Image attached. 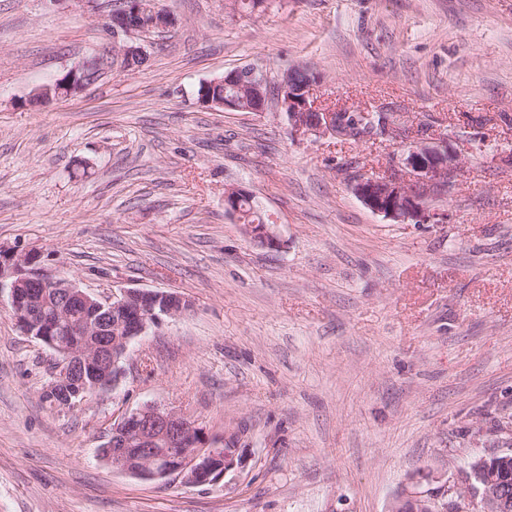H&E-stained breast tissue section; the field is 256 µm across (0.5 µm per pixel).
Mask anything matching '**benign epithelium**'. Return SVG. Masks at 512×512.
I'll return each instance as SVG.
<instances>
[{"label": "benign epithelium", "mask_w": 512, "mask_h": 512, "mask_svg": "<svg viewBox=\"0 0 512 512\" xmlns=\"http://www.w3.org/2000/svg\"><path fill=\"white\" fill-rule=\"evenodd\" d=\"M109 25L112 46L93 54L63 77L39 85L29 96L34 105L68 98L86 89L120 65L146 59L149 39L175 24L173 14L155 0H122ZM298 70L286 72L275 84L255 67L231 70L200 83V105L213 110L263 112L269 100L302 135L354 138L336 123V113L315 107V77L301 81ZM447 138L419 139L403 150L393 168L372 176L351 178L353 194L372 212L396 224H443L448 214L432 209L430 197L446 190L461 170L460 156L446 147ZM250 191L230 186L224 207L234 212L238 199ZM256 244L281 247L272 224L245 226ZM9 289V303L19 328L55 353L51 379L42 396L55 408H72L97 391L117 385L125 374L122 361L130 343L165 318H178L190 304L174 291L119 287L110 297L96 296L76 280L42 267L32 252L0 248V290ZM112 468L143 480L177 475L187 484L207 485L220 480L238 464V449L205 446L203 428L179 412L145 403L112 427L104 445ZM512 452L481 456L469 463L461 484L448 488L454 512H512ZM390 512H438L431 497L405 491Z\"/></svg>", "instance_id": "1"}]
</instances>
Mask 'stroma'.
Here are the masks:
<instances>
[{
  "label": "stroma",
  "instance_id": "obj_1",
  "mask_svg": "<svg viewBox=\"0 0 512 512\" xmlns=\"http://www.w3.org/2000/svg\"><path fill=\"white\" fill-rule=\"evenodd\" d=\"M177 18L146 62L66 100L31 91L112 41L115 0H0V247L108 296L177 292L186 316L130 346L116 387L42 399L54 354L0 303V512H389L448 497L473 457L512 448V0H158ZM320 78L323 106L397 112L346 143L264 112L201 107L233 69ZM452 133L462 172L395 224L353 194L410 141ZM254 195L284 242L224 208ZM147 402L239 433L215 484L145 481L99 456ZM250 195L246 198H241L239 201V216L238 220L241 224H263L259 227L256 225H246L245 233L253 240L256 244L261 247L276 250L281 247V239L275 230V224H264L267 223L263 220L256 209L254 199L249 190L242 186H230L224 191V207L228 213L234 212V207L238 203V199L241 196ZM434 499L423 492L405 491L396 497L390 512H438Z\"/></svg>",
  "mask_w": 512,
  "mask_h": 512
}]
</instances>
